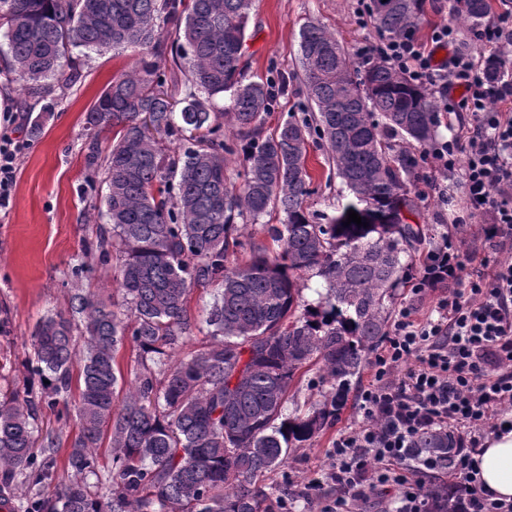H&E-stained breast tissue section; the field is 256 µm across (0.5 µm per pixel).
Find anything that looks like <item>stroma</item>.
<instances>
[{"label":"stroma","mask_w":512,"mask_h":512,"mask_svg":"<svg viewBox=\"0 0 512 512\" xmlns=\"http://www.w3.org/2000/svg\"><path fill=\"white\" fill-rule=\"evenodd\" d=\"M355 10L356 0H254L245 39L249 73L261 78L282 73L288 79L287 91L266 118V130H273L297 110L299 32L306 22L321 23L351 54L365 43L379 41L373 26L359 25ZM129 62L126 52L90 54L78 82L55 100L51 113L39 124L24 113L26 95L21 87L0 81V113H17L11 129L27 143L18 162L13 202L0 211V304L9 309L7 330L0 334L1 390L22 389L24 346L44 315L68 312L72 285L93 290L114 288L111 266L83 252L84 240L93 237L100 222L96 210L89 206L98 189L84 159L85 117L113 76L123 72ZM307 167L312 177L310 211L335 214L350 199L345 185L322 149L310 148ZM411 191L417 209L408 215V223L455 235L450 216L462 211L463 197L446 205L428 194L417 177L411 181ZM490 228L488 217L468 220L464 250L469 259L462 279L470 278L481 259L497 260ZM77 268L83 271L78 278L73 275ZM357 423L355 405L347 403L335 426L314 445L293 452L285 469L269 475L267 485L298 492L303 484L330 468L328 450L336 435Z\"/></svg>","instance_id":"35a3bbf8"}]
</instances>
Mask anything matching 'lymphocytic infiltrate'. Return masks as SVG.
I'll return each instance as SVG.
<instances>
[{"label":"lymphocytic infiltrate","mask_w":512,"mask_h":512,"mask_svg":"<svg viewBox=\"0 0 512 512\" xmlns=\"http://www.w3.org/2000/svg\"><path fill=\"white\" fill-rule=\"evenodd\" d=\"M454 24L434 27L428 40L403 34L360 46L359 60L385 59L398 73L430 88L439 111L466 112L469 135L436 143L425 156V183L448 199L462 186L469 217L490 216L492 237L505 259L491 274L461 283V241H442L414 285L421 294L436 281L449 283L429 316L414 304L401 307L380 352L373 377L355 396L358 424L337 434L325 481H308L301 496L314 512H349L367 493H393V512H433L425 494L447 475L450 512H512V501L486 494L472 466L488 435L512 425V73L490 76L484 62L457 48ZM500 62L512 59V7L477 31ZM24 141L0 131V209L9 207ZM426 430L456 437L451 465L415 448ZM330 494H323V487Z\"/></svg>","instance_id":"obj_1"}]
</instances>
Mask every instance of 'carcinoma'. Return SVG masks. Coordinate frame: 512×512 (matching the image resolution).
<instances>
[{
  "label": "carcinoma",
  "instance_id": "cac0c4a2",
  "mask_svg": "<svg viewBox=\"0 0 512 512\" xmlns=\"http://www.w3.org/2000/svg\"><path fill=\"white\" fill-rule=\"evenodd\" d=\"M252 5L0 0L11 57L4 81L28 91L30 112L38 104L51 111L57 92L78 81L73 50L133 53L85 119V162L107 192L106 223L84 250L115 261L121 300L72 288L69 315L49 314L32 333L24 391L0 398V498L12 499L10 512H283L280 489L257 480L336 423L386 335L387 302L424 270L417 246H436L403 220L416 207L417 159L392 153L385 140L423 148L436 140L427 89L381 58L356 65L334 34L309 22L300 31L298 94L312 111L268 133L265 115L286 82L245 74ZM369 11L383 38L414 32L422 19L421 0H370ZM488 12L487 0H469L464 19L475 29ZM226 118L230 140L221 134ZM111 128L116 137L103 149L100 134ZM311 139L352 196L332 216L307 204ZM238 152L237 183L224 154ZM351 209L367 226L343 225ZM272 211L281 223H261ZM240 224L259 225L272 246L239 241ZM238 247L245 258L230 260ZM306 278L323 284L312 301L300 299ZM210 287L218 293L206 317L209 340L184 354L195 329L190 295ZM127 341L135 357L123 371ZM314 365L320 399L285 414L291 386ZM46 411L62 427L42 434ZM73 416L78 432L62 478L55 456ZM415 447L435 453L455 439L427 431Z\"/></svg>",
  "mask_w": 512,
  "mask_h": 512
}]
</instances>
